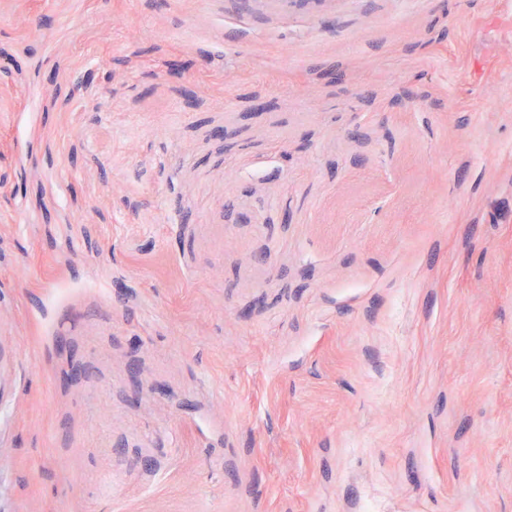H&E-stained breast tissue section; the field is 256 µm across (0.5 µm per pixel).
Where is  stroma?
<instances>
[{
  "mask_svg": "<svg viewBox=\"0 0 512 512\" xmlns=\"http://www.w3.org/2000/svg\"><path fill=\"white\" fill-rule=\"evenodd\" d=\"M7 59L0 512H512V0H0Z\"/></svg>",
  "mask_w": 512,
  "mask_h": 512,
  "instance_id": "stroma-1",
  "label": "stroma"
}]
</instances>
